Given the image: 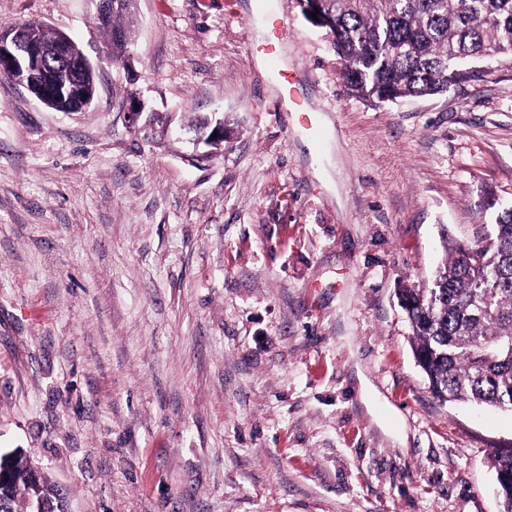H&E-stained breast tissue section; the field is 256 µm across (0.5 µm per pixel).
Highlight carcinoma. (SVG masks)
<instances>
[{"label": "carcinoma", "instance_id": "cac0c4a2", "mask_svg": "<svg viewBox=\"0 0 512 512\" xmlns=\"http://www.w3.org/2000/svg\"><path fill=\"white\" fill-rule=\"evenodd\" d=\"M134 0H112L103 28L119 31L112 61H124ZM313 20L344 61L348 92L369 103L436 95L448 90L466 62L512 55V0H311ZM28 38L49 46L58 33L27 24ZM95 77H75L54 102L77 105ZM445 262L426 288L398 289L418 364L442 402H475L512 410V208L496 217L491 241L444 238ZM502 475L503 512H512V448L491 453ZM19 480L33 462L0 457ZM35 490L55 506L62 493L44 473ZM3 512H28V492L10 490Z\"/></svg>", "mask_w": 512, "mask_h": 512}]
</instances>
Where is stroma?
<instances>
[{
    "instance_id": "1",
    "label": "stroma",
    "mask_w": 512,
    "mask_h": 512,
    "mask_svg": "<svg viewBox=\"0 0 512 512\" xmlns=\"http://www.w3.org/2000/svg\"><path fill=\"white\" fill-rule=\"evenodd\" d=\"M254 2L137 0L120 64L96 0H0L96 74L81 112L0 76V453L68 512H499L512 411L433 397L397 290L512 205V57L375 106L296 0H266L318 150ZM253 18L260 19L271 32L270 37L265 41L263 54L273 66L274 79L283 91V102L288 103L286 112L294 113L298 124L308 132L312 141L317 143L323 134L324 127L314 112L295 99L292 92L291 74L287 67L279 65L277 62L280 40L285 37L286 33L276 26V20H271L266 16L263 7L257 10Z\"/></svg>"
}]
</instances>
